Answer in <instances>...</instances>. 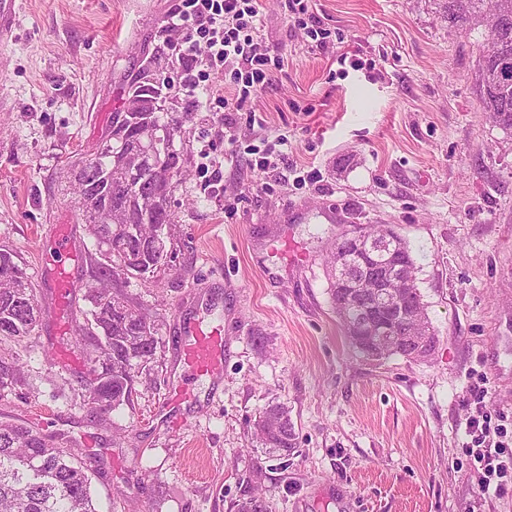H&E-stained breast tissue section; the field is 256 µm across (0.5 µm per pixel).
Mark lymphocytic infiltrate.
Wrapping results in <instances>:
<instances>
[{"label": "lymphocytic infiltrate", "mask_w": 512, "mask_h": 512, "mask_svg": "<svg viewBox=\"0 0 512 512\" xmlns=\"http://www.w3.org/2000/svg\"><path fill=\"white\" fill-rule=\"evenodd\" d=\"M260 22L258 0H181L174 15L184 37L173 51L187 69V85L196 91L211 85L214 76L229 74L230 85L220 99L225 112L243 110L284 63L281 54L255 41ZM467 426L472 437L467 451L483 483L512 478V447L491 442L479 417H470Z\"/></svg>", "instance_id": "f902f5d3"}]
</instances>
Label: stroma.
<instances>
[{
	"label": "stroma",
	"instance_id": "1",
	"mask_svg": "<svg viewBox=\"0 0 512 512\" xmlns=\"http://www.w3.org/2000/svg\"><path fill=\"white\" fill-rule=\"evenodd\" d=\"M179 3L21 0L0 46V245L25 262L40 308L30 336L0 345L23 366L21 384L0 386V417L81 458L102 512H235L254 493L272 512H512V485L483 486L464 453L478 407L512 439V134L480 109L486 30L451 28L445 0H312L302 27L280 0H260V36L284 64L252 103L263 127L232 113L228 157L214 105L225 82L188 91L171 51ZM309 25L330 29V43L313 46ZM140 79L181 121L178 221L170 265L119 283L155 319L158 343L132 404L103 419L79 407L91 373L66 306L85 303L94 240L63 161L107 136ZM281 135L283 162L258 168L254 148ZM295 203L310 210L288 227L303 267L277 252ZM326 203L351 222L327 223ZM370 224L410 246L437 335L426 360L365 355L332 309L327 258L337 236ZM64 225L79 266L61 301L50 280ZM181 315L223 317L224 377L215 398L200 382L171 429ZM273 401L295 425L287 458L253 435Z\"/></svg>",
	"mask_w": 512,
	"mask_h": 512
}]
</instances>
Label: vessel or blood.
Here are the masks:
<instances>
[{
  "label": "vessel or blood",
  "mask_w": 512,
  "mask_h": 512,
  "mask_svg": "<svg viewBox=\"0 0 512 512\" xmlns=\"http://www.w3.org/2000/svg\"><path fill=\"white\" fill-rule=\"evenodd\" d=\"M18 0H0V42L11 38ZM180 333L181 374L168 385L167 404L177 408L196 398L194 382L207 377L218 380L224 370V323L193 317L184 320Z\"/></svg>",
  "instance_id": "1"
}]
</instances>
